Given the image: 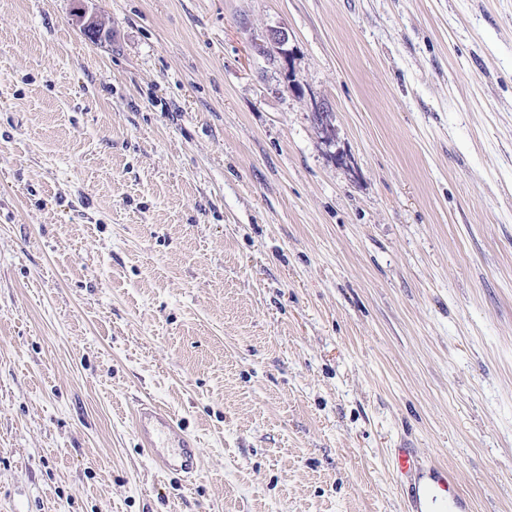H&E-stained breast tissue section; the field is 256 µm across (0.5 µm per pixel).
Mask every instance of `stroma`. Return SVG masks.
I'll return each mask as SVG.
<instances>
[{
    "label": "stroma",
    "instance_id": "35a3bbf8",
    "mask_svg": "<svg viewBox=\"0 0 512 512\" xmlns=\"http://www.w3.org/2000/svg\"><path fill=\"white\" fill-rule=\"evenodd\" d=\"M403 442L512 512V0H0V512H403ZM133 424L140 445L151 461L163 471L193 479L199 471L197 440L164 407L141 400Z\"/></svg>",
    "mask_w": 512,
    "mask_h": 512
}]
</instances>
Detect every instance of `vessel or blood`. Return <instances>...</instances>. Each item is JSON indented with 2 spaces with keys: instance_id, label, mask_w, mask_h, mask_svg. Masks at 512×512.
<instances>
[{
  "instance_id": "b4317fda",
  "label": "vessel or blood",
  "mask_w": 512,
  "mask_h": 512,
  "mask_svg": "<svg viewBox=\"0 0 512 512\" xmlns=\"http://www.w3.org/2000/svg\"><path fill=\"white\" fill-rule=\"evenodd\" d=\"M133 424L142 448L163 471L194 478L200 466L197 440L164 407L140 401ZM393 468L407 512H470L471 503L447 466L426 462L412 448H398Z\"/></svg>"
}]
</instances>
